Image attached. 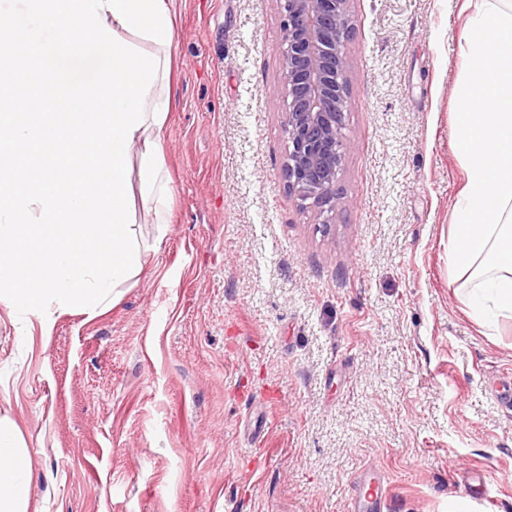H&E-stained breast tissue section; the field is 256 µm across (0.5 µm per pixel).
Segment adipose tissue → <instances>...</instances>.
I'll return each instance as SVG.
<instances>
[{"instance_id":"adipose-tissue-1","label":"adipose tissue","mask_w":512,"mask_h":512,"mask_svg":"<svg viewBox=\"0 0 512 512\" xmlns=\"http://www.w3.org/2000/svg\"><path fill=\"white\" fill-rule=\"evenodd\" d=\"M103 16L125 40L161 59L146 97L145 123L129 148L136 180L153 223L171 218L173 188L162 161L163 134L172 110L171 57L178 0H103ZM461 39L480 76L466 75L454 115L455 143L465 179L448 242V265L470 314L493 328L512 320V0H484ZM27 449L0 421V512H27Z\"/></svg>"}]
</instances>
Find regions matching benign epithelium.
<instances>
[{
    "label": "benign epithelium",
    "instance_id": "1",
    "mask_svg": "<svg viewBox=\"0 0 512 512\" xmlns=\"http://www.w3.org/2000/svg\"><path fill=\"white\" fill-rule=\"evenodd\" d=\"M283 15L281 85L288 190L335 215L336 183L347 145L346 44L353 30L349 0H277Z\"/></svg>",
    "mask_w": 512,
    "mask_h": 512
}]
</instances>
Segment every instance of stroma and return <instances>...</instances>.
Returning <instances> with one entry per match:
<instances>
[{"label":"stroma","mask_w":512,"mask_h":512,"mask_svg":"<svg viewBox=\"0 0 512 512\" xmlns=\"http://www.w3.org/2000/svg\"><path fill=\"white\" fill-rule=\"evenodd\" d=\"M465 0H350L348 144L331 224L288 191L277 0H179L171 222L96 316L0 305V419L29 512H512V321L448 267L464 170ZM366 479L368 481L363 489L347 503V512H381L385 497L382 470L377 466H369L358 477V480Z\"/></svg>","instance_id":"1"}]
</instances>
